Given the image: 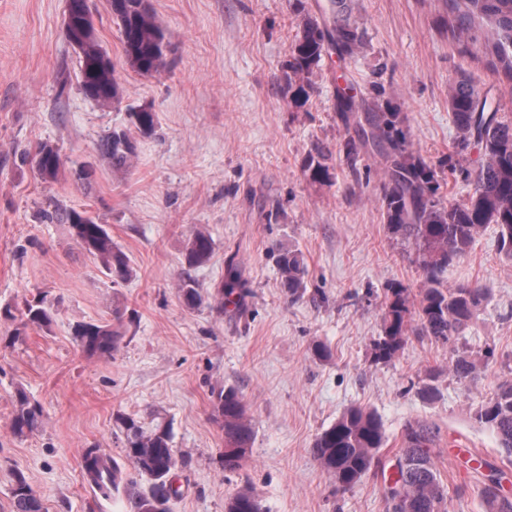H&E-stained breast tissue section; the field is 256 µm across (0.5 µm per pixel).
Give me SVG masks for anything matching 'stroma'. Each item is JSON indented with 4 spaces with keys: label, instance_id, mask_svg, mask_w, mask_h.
<instances>
[{
    "label": "stroma",
    "instance_id": "obj_1",
    "mask_svg": "<svg viewBox=\"0 0 512 512\" xmlns=\"http://www.w3.org/2000/svg\"><path fill=\"white\" fill-rule=\"evenodd\" d=\"M316 0H149L166 33L167 69L146 78L125 62L108 0H90L99 40L118 78L122 105L104 108L80 87L78 54L64 35L66 0H0V512L22 472L44 512H123L95 496L80 474L81 454L98 445L120 456L116 414L148 423L161 417L185 468L172 512H224L241 484L262 512H385L381 482L364 478L337 491L313 460L315 435L348 407L380 416L392 459L406 424L437 430V465L448 485L446 512H485L479 480L456 451L499 465L492 431L474 418L495 383L512 378V259L486 225L471 252L444 274L448 286L477 284L486 297L456 345L410 337L389 364L370 360L382 333L388 288L423 286L416 256L391 234L380 199L390 163L343 145L355 137L340 92L352 87L357 117L396 109L406 152L435 174L432 199L468 201L479 152L460 145L448 89L468 77L501 111L512 113V83L485 53L486 31L460 34L448 0H352L359 41L351 54L329 51L307 79L287 82L296 37L317 19ZM158 115L153 135L137 137V159L113 171L98 144L126 124L127 107ZM66 167L94 168L91 190L70 179L42 181L18 161L42 143ZM326 175H317V166ZM88 210L107 224L133 275L113 284L63 224L54 207ZM213 240L209 260L185 261L193 232ZM299 250L309 270L305 296L288 297L279 247ZM246 285L223 310L188 308L177 292L190 271L202 293L220 287L228 265ZM54 299L49 328L26 325V300ZM132 312L119 350L87 356L73 326ZM325 344L329 358L315 354ZM495 360L480 378L449 375L456 352ZM439 373L438 393L422 399L416 382ZM235 385L255 426L244 466L220 462L224 432L211 389ZM44 410L38 432L13 434L17 388Z\"/></svg>",
    "mask_w": 512,
    "mask_h": 512
}]
</instances>
